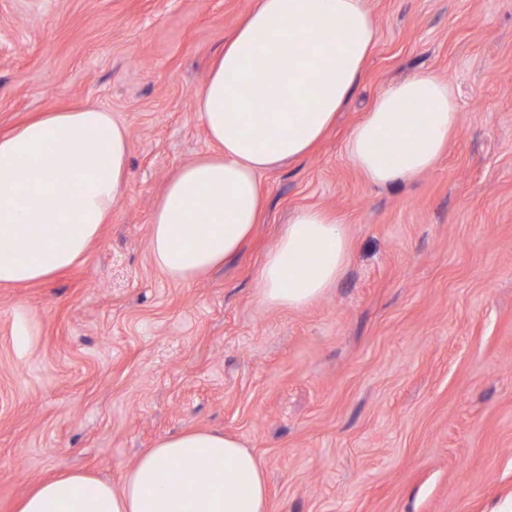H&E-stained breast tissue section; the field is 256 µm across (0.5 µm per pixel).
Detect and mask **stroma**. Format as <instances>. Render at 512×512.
<instances>
[{"label": "stroma", "mask_w": 512, "mask_h": 512, "mask_svg": "<svg viewBox=\"0 0 512 512\" xmlns=\"http://www.w3.org/2000/svg\"><path fill=\"white\" fill-rule=\"evenodd\" d=\"M255 0H0V132L97 104L131 133L125 197L84 259L0 287V512L81 472L120 485L183 429L236 434L269 512H492L512 497V0H365L377 38L335 127L263 173L243 251L189 282L150 225L209 148L194 93ZM448 80L459 122L416 179L369 183L345 141L392 82ZM350 261L304 310L257 293L298 209Z\"/></svg>", "instance_id": "1"}]
</instances>
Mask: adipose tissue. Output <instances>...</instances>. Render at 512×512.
<instances>
[{
	"label": "adipose tissue",
	"instance_id": "obj_1",
	"mask_svg": "<svg viewBox=\"0 0 512 512\" xmlns=\"http://www.w3.org/2000/svg\"><path fill=\"white\" fill-rule=\"evenodd\" d=\"M376 33L364 0H256L195 93L218 151L184 165L153 215L150 252L167 277L190 281L240 253L261 221L262 174L322 139ZM458 118L447 80L419 72L376 98L346 152L372 184L407 181L437 163ZM130 148L128 127L96 106L44 112L0 133V285L42 281L81 261L124 198ZM348 260L343 221L299 209L261 263L258 293L272 308H306L337 285ZM18 512H268V492L259 459L237 436L189 429L142 452L120 488L59 475Z\"/></svg>",
	"mask_w": 512,
	"mask_h": 512
}]
</instances>
